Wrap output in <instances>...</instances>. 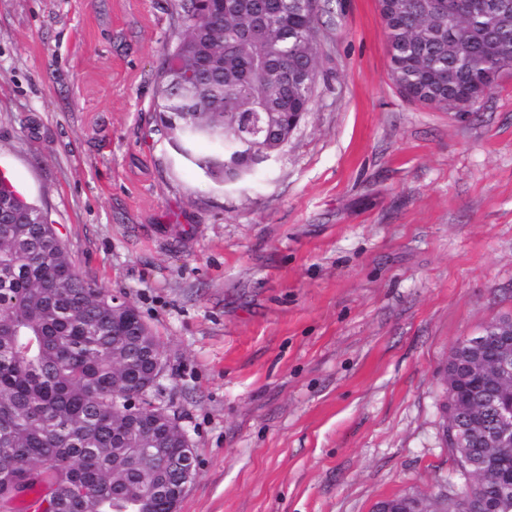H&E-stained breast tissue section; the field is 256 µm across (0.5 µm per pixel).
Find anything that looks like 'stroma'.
I'll list each match as a JSON object with an SVG mask.
<instances>
[{
	"label": "stroma",
	"instance_id": "35a3bbf8",
	"mask_svg": "<svg viewBox=\"0 0 512 512\" xmlns=\"http://www.w3.org/2000/svg\"><path fill=\"white\" fill-rule=\"evenodd\" d=\"M178 0H0V172L165 352L178 512H373L460 489L455 344L512 316V70L465 112L405 97L378 0H329L311 110L244 180L156 118Z\"/></svg>",
	"mask_w": 512,
	"mask_h": 512
}]
</instances>
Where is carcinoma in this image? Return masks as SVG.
Returning a JSON list of instances; mask_svg holds the SVG:
<instances>
[{"instance_id": "obj_1", "label": "carcinoma", "mask_w": 512, "mask_h": 512, "mask_svg": "<svg viewBox=\"0 0 512 512\" xmlns=\"http://www.w3.org/2000/svg\"><path fill=\"white\" fill-rule=\"evenodd\" d=\"M240 8L215 22L198 0H179L185 33L175 49L203 46L224 54V78H209L215 101L209 105L175 92L170 80L157 87L156 112L172 145L195 159L204 175L222 182L238 174L220 159L233 152L237 138L234 112H308L317 62L313 42L319 0H283L288 28L278 29L275 0H239ZM443 9L434 15L418 10L419 0H379L387 34L394 82L409 98L426 106L448 108V101L470 95L489 64L512 67V19L473 8ZM263 14L279 30L274 44L256 31L246 46L239 29ZM206 141L210 154L194 148ZM0 198L10 199L20 217L41 211L0 180ZM13 238L0 240V500H13L8 474L20 472L29 504L42 498L44 483L61 487L53 512H157L148 500L161 464L150 465L143 449L156 440L165 456L181 454L177 435L161 438L166 414L149 406L134 420L114 409L116 374L124 373V391L149 379L148 346L160 343L137 312L112 315V297L84 277L72 263L53 225L16 224ZM474 354L457 351L448 363L459 391L458 405L484 404L483 429L452 453L465 468L464 490L436 500L444 512H512V486L493 484L481 467L488 452L485 431L493 429L496 391L475 385Z\"/></svg>"}]
</instances>
